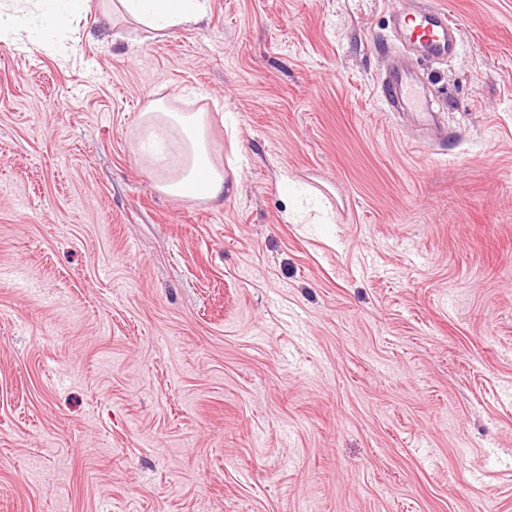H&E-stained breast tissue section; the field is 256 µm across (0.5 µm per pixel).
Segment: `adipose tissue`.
Masks as SVG:
<instances>
[{"mask_svg": "<svg viewBox=\"0 0 512 512\" xmlns=\"http://www.w3.org/2000/svg\"><path fill=\"white\" fill-rule=\"evenodd\" d=\"M23 9L0 7V42L20 48L45 40L66 50L72 22L91 8V0H28ZM210 0H115L114 8L132 24L153 32L197 23L206 16ZM142 127L158 152L146 155L163 166L160 192L183 199L216 200L224 194V173L212 160L208 120L202 112H177L152 102L141 116Z\"/></svg>", "mask_w": 512, "mask_h": 512, "instance_id": "1", "label": "adipose tissue"}]
</instances>
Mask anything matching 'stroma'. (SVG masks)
Listing matches in <instances>:
<instances>
[{"label":"stroma","instance_id":"obj_1","mask_svg":"<svg viewBox=\"0 0 512 512\" xmlns=\"http://www.w3.org/2000/svg\"><path fill=\"white\" fill-rule=\"evenodd\" d=\"M413 2L0 43V512H512V0H438L436 132L377 93ZM152 101L222 200L156 189ZM142 128L149 139L162 150L173 148L175 160L162 165L166 155L162 150L142 155L165 174L157 189L183 199L217 200L224 196V173L212 160L208 138V120L204 112H177L160 101L152 102L142 112Z\"/></svg>","mask_w":512,"mask_h":512}]
</instances>
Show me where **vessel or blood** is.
Segmentation results:
<instances>
[{"instance_id": "vessel-or-blood-1", "label": "vessel or blood", "mask_w": 512, "mask_h": 512, "mask_svg": "<svg viewBox=\"0 0 512 512\" xmlns=\"http://www.w3.org/2000/svg\"><path fill=\"white\" fill-rule=\"evenodd\" d=\"M391 19L395 38L422 57L445 58L462 49L458 24L434 0L418 9L394 11ZM378 93L389 111L415 116L430 127L438 126L439 112L429 105L414 71L407 66L389 64L379 82Z\"/></svg>"}]
</instances>
